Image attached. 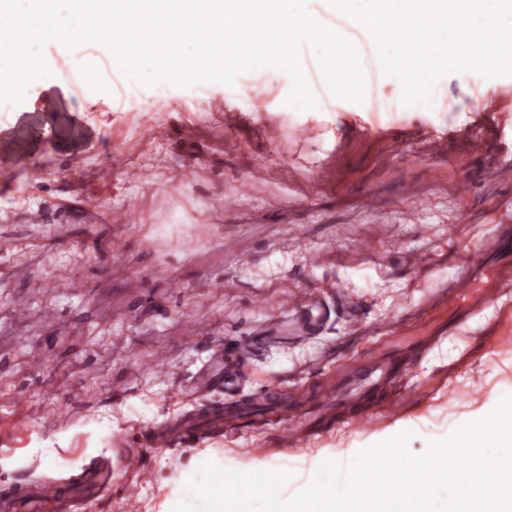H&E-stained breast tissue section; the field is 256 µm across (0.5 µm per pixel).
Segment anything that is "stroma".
I'll return each mask as SVG.
<instances>
[{"instance_id":"obj_1","label":"stroma","mask_w":512,"mask_h":512,"mask_svg":"<svg viewBox=\"0 0 512 512\" xmlns=\"http://www.w3.org/2000/svg\"><path fill=\"white\" fill-rule=\"evenodd\" d=\"M281 86L272 69L231 95L116 108L37 86L0 125V487L54 480L68 512H169L205 461L303 482L310 459L411 424L421 452L512 391V184L499 177L512 77L448 75L435 113L300 111ZM46 113L55 145L36 166L50 177L34 180L17 159ZM129 201V222H111ZM376 219L386 239L367 237ZM469 287L488 304L471 307ZM309 290L326 315L303 340L281 315ZM266 326L275 340L241 382L239 422L190 448L150 447L162 425L223 401L193 389L212 348ZM331 387L345 409L326 422ZM381 392L371 423L355 424L350 408ZM122 448L144 449L149 478L118 474L89 500L85 467Z\"/></svg>"}]
</instances>
